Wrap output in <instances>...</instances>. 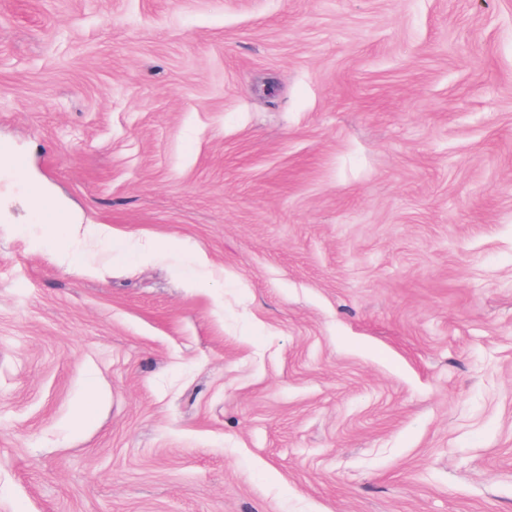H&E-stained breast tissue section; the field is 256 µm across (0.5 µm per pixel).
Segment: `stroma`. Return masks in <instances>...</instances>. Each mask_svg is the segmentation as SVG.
Wrapping results in <instances>:
<instances>
[{"instance_id":"35a3bbf8","label":"stroma","mask_w":512,"mask_h":512,"mask_svg":"<svg viewBox=\"0 0 512 512\" xmlns=\"http://www.w3.org/2000/svg\"><path fill=\"white\" fill-rule=\"evenodd\" d=\"M0 512H512V0H0Z\"/></svg>"}]
</instances>
